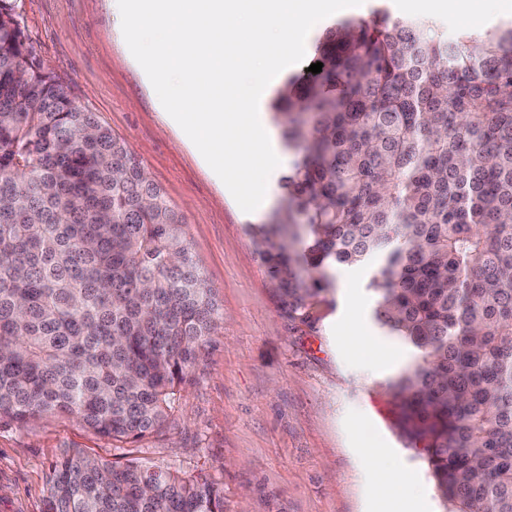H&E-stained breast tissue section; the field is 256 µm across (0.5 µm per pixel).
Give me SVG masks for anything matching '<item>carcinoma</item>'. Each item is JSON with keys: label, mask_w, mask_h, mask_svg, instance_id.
Instances as JSON below:
<instances>
[{"label": "carcinoma", "mask_w": 512, "mask_h": 512, "mask_svg": "<svg viewBox=\"0 0 512 512\" xmlns=\"http://www.w3.org/2000/svg\"><path fill=\"white\" fill-rule=\"evenodd\" d=\"M311 48L322 72L271 104L281 205L246 233L303 324L332 271L380 257L375 320L415 355L390 394L445 512H512V24L450 36L376 8ZM223 320L182 215L0 0V423L158 432ZM45 512H224V492L68 449Z\"/></svg>", "instance_id": "carcinoma-1"}]
</instances>
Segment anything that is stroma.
<instances>
[{
	"label": "stroma",
	"mask_w": 512,
	"mask_h": 512,
	"mask_svg": "<svg viewBox=\"0 0 512 512\" xmlns=\"http://www.w3.org/2000/svg\"><path fill=\"white\" fill-rule=\"evenodd\" d=\"M16 10L43 65L182 213L224 322L161 433L124 443L69 419L0 424V512H44L49 467L69 448L206 477L223 489L224 512H403L405 499L386 481L398 469L412 475L407 499L444 512L424 445L403 434L389 394L414 355L375 322L367 270L337 269L312 322L292 321L245 231L267 221L293 162L270 110L281 78L259 104L281 164L261 206L246 213L166 123L107 0H16Z\"/></svg>",
	"instance_id": "obj_1"
}]
</instances>
